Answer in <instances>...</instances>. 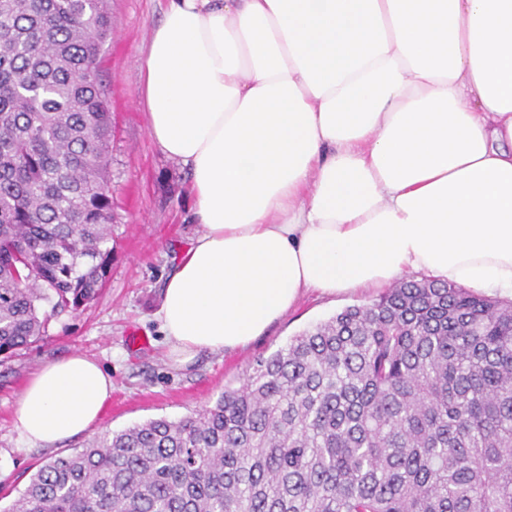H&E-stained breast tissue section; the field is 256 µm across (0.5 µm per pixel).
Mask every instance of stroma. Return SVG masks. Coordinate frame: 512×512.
I'll return each instance as SVG.
<instances>
[{
	"label": "stroma",
	"instance_id": "35a3bbf8",
	"mask_svg": "<svg viewBox=\"0 0 512 512\" xmlns=\"http://www.w3.org/2000/svg\"><path fill=\"white\" fill-rule=\"evenodd\" d=\"M112 33L99 77L112 104V264L97 298L51 316L43 339L0 362V505L9 506L30 476L51 458L82 447L85 436L48 448L29 447L13 425L22 388L42 365L79 351L112 377V398L99 430H122L154 418L177 420L212 405L224 387H239L258 358L380 290L303 296L296 307L247 348L204 354L172 368L156 313L169 275L201 227L193 220L191 176L152 141L138 104L143 47L168 0H108Z\"/></svg>",
	"mask_w": 512,
	"mask_h": 512
}]
</instances>
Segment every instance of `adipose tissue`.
Returning <instances> with one entry per match:
<instances>
[{"label": "adipose tissue", "instance_id": "1", "mask_svg": "<svg viewBox=\"0 0 512 512\" xmlns=\"http://www.w3.org/2000/svg\"><path fill=\"white\" fill-rule=\"evenodd\" d=\"M139 103L201 226L157 312L175 367L312 291L421 272L512 298V0H168ZM111 397L74 352L32 375L14 426L50 447Z\"/></svg>", "mask_w": 512, "mask_h": 512}]
</instances>
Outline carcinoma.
I'll return each instance as SVG.
<instances>
[{
	"label": "carcinoma",
	"mask_w": 512,
	"mask_h": 512,
	"mask_svg": "<svg viewBox=\"0 0 512 512\" xmlns=\"http://www.w3.org/2000/svg\"><path fill=\"white\" fill-rule=\"evenodd\" d=\"M106 0H0V357L112 263ZM0 512H512V302L403 281L211 406L103 431Z\"/></svg>",
	"instance_id": "obj_1"
}]
</instances>
